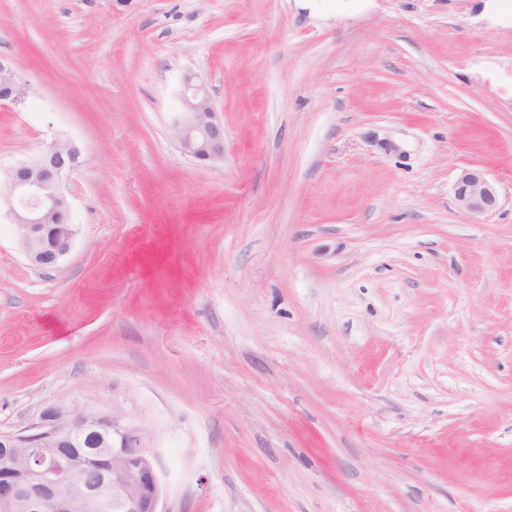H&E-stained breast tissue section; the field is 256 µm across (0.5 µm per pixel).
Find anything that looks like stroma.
<instances>
[{
    "label": "stroma",
    "instance_id": "1",
    "mask_svg": "<svg viewBox=\"0 0 512 512\" xmlns=\"http://www.w3.org/2000/svg\"><path fill=\"white\" fill-rule=\"evenodd\" d=\"M0 0V191L51 142L78 234L0 221V432L123 410L162 512H512V0ZM194 74L224 157L171 127ZM498 207L455 199L462 169ZM27 91L17 79L10 65L0 61V104L20 105L25 102ZM455 199L462 210L483 214L497 206L498 192L480 171L465 169L456 181Z\"/></svg>",
    "mask_w": 512,
    "mask_h": 512
}]
</instances>
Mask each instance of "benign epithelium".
I'll return each instance as SVG.
<instances>
[{"mask_svg":"<svg viewBox=\"0 0 512 512\" xmlns=\"http://www.w3.org/2000/svg\"><path fill=\"white\" fill-rule=\"evenodd\" d=\"M27 91L0 61V104L20 105ZM183 112L172 123L184 152L201 160L224 157V125L207 91L185 80ZM80 152L56 141L11 172L0 208L26 259L51 267L66 257L77 235L63 182ZM459 207L483 214L498 204L496 187L473 169L455 187ZM160 477L143 429L116 410L52 409L33 432L0 433V512H160Z\"/></svg>","mask_w":512,"mask_h":512,"instance_id":"7a95c632","label":"benign epithelium"}]
</instances>
